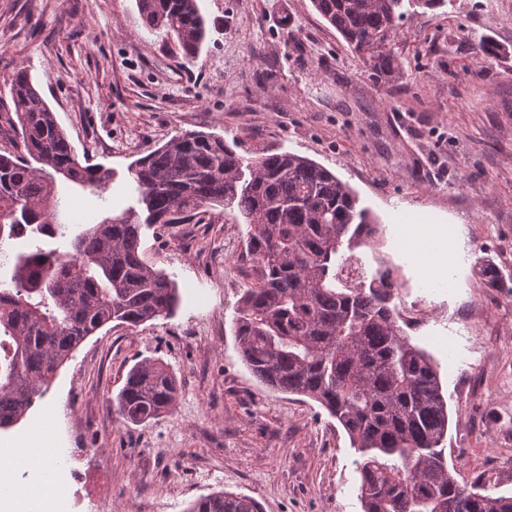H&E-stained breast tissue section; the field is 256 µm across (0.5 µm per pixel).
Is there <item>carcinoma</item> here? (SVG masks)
Masks as SVG:
<instances>
[{"mask_svg":"<svg viewBox=\"0 0 512 512\" xmlns=\"http://www.w3.org/2000/svg\"><path fill=\"white\" fill-rule=\"evenodd\" d=\"M403 2L312 5L372 74L393 78ZM137 6L146 28L166 31L185 58H196L207 36L198 0ZM11 96L23 152L0 153V242L24 233L35 244L13 253L0 279V340L10 346L0 360V430L46 396L87 337L175 314L176 282L143 258V231L220 208L248 226L250 274L234 322L242 360L262 384L310 399L336 419L358 453L364 512H512V495L469 490L448 469V403L433 359L399 324L394 269L381 263L348 285L341 253L376 240L380 225L333 172L291 152L242 155L237 141L184 131L132 164L136 205L72 238L59 223L58 183L101 200L112 170L79 161L28 69L13 75ZM177 399L168 364L145 359L129 370L117 412L125 424L144 425ZM188 512L262 509L247 495L220 491Z\"/></svg>","mask_w":512,"mask_h":512,"instance_id":"cac0c4a2","label":"carcinoma"}]
</instances>
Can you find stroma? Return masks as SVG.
<instances>
[{
	"mask_svg": "<svg viewBox=\"0 0 512 512\" xmlns=\"http://www.w3.org/2000/svg\"><path fill=\"white\" fill-rule=\"evenodd\" d=\"M208 36L198 58L144 26L136 0H0V152L15 148L10 84L27 67L77 156L110 168L105 199L68 190L72 234L105 209L134 205L128 168L188 130L247 150L322 164L380 224L355 249L367 272L393 266L397 308L448 399L445 442L458 483L512 493V0H446L406 16L398 77L363 65L311 0H198ZM497 51L486 56L483 43ZM405 224H451L445 279L428 283L400 243ZM248 228L145 231L142 251L176 281L172 318L105 327L60 368L0 448H102L53 468L74 512H186L228 491L263 512H363L357 455L320 405L273 391L248 370L233 333L246 282ZM159 357L174 370L175 409L125 425L114 406L126 374Z\"/></svg>",
	"mask_w": 512,
	"mask_h": 512,
	"instance_id": "35a3bbf8",
	"label": "stroma"
}]
</instances>
